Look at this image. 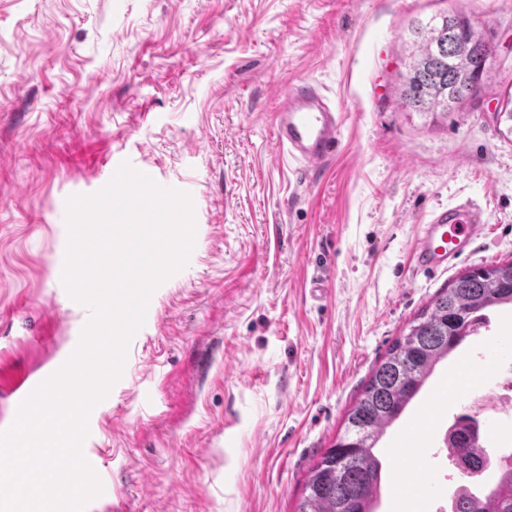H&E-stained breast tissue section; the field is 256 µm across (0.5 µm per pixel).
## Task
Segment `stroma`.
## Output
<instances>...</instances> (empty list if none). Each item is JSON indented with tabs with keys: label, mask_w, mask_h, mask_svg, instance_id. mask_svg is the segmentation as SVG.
I'll list each match as a JSON object with an SVG mask.
<instances>
[{
	"label": "stroma",
	"mask_w": 512,
	"mask_h": 512,
	"mask_svg": "<svg viewBox=\"0 0 512 512\" xmlns=\"http://www.w3.org/2000/svg\"><path fill=\"white\" fill-rule=\"evenodd\" d=\"M465 11L494 51L448 119L405 110L412 29ZM318 85L343 114L337 155L279 150L281 90ZM512 0H0V365L43 371L91 317L62 282L67 201L113 158L190 191L194 246L155 290L94 442L109 496L91 512H295L311 466L388 348L456 273L512 259ZM487 234L452 271L411 261L451 204ZM322 278L321 301L304 283ZM441 360L378 444V512H439L460 480L430 459L395 493V452L489 339L512 364V306Z\"/></svg>",
	"instance_id": "1"
}]
</instances>
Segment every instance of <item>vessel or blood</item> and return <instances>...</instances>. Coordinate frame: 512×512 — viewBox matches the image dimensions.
<instances>
[{
  "label": "vessel or blood",
  "instance_id": "b4317fda",
  "mask_svg": "<svg viewBox=\"0 0 512 512\" xmlns=\"http://www.w3.org/2000/svg\"><path fill=\"white\" fill-rule=\"evenodd\" d=\"M341 125L340 112L318 87L309 83L287 88L274 116L280 150L313 169L322 167L336 154ZM487 231L488 219L483 209L459 204L434 210L418 228L412 251L414 264L429 274L446 271ZM46 379V374L29 372L9 380L8 392L14 404H21ZM419 456V449H408L397 478L398 488L423 491Z\"/></svg>",
  "mask_w": 512,
  "mask_h": 512
}]
</instances>
